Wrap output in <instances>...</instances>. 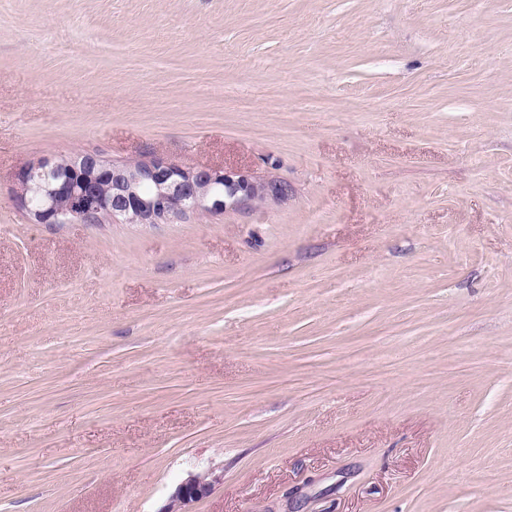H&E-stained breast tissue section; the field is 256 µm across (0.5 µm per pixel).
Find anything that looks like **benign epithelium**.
I'll use <instances>...</instances> for the list:
<instances>
[{
	"instance_id": "benign-epithelium-1",
	"label": "benign epithelium",
	"mask_w": 512,
	"mask_h": 512,
	"mask_svg": "<svg viewBox=\"0 0 512 512\" xmlns=\"http://www.w3.org/2000/svg\"><path fill=\"white\" fill-rule=\"evenodd\" d=\"M52 160L24 165L17 175L16 202L33 224H99L105 219L132 218L138 224H173L200 211L221 214L257 201L285 200L290 188L277 181H258L240 171L213 167H185L167 159L115 164L99 153L75 157L67 175L47 178ZM109 179L112 194L102 196L96 186ZM41 196L33 207L29 194ZM221 475H191L160 512H186L184 507L209 495Z\"/></svg>"
}]
</instances>
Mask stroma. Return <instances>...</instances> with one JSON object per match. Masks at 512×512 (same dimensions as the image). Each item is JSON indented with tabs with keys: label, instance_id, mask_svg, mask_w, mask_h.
<instances>
[{
	"label": "stroma",
	"instance_id": "35a3bbf8",
	"mask_svg": "<svg viewBox=\"0 0 512 512\" xmlns=\"http://www.w3.org/2000/svg\"><path fill=\"white\" fill-rule=\"evenodd\" d=\"M287 182L34 224L28 162ZM512 512V0H0V512ZM221 480L213 471L204 475H190L171 496L169 502L160 512H188L184 507L191 502L209 495L214 486Z\"/></svg>",
	"mask_w": 512,
	"mask_h": 512
}]
</instances>
